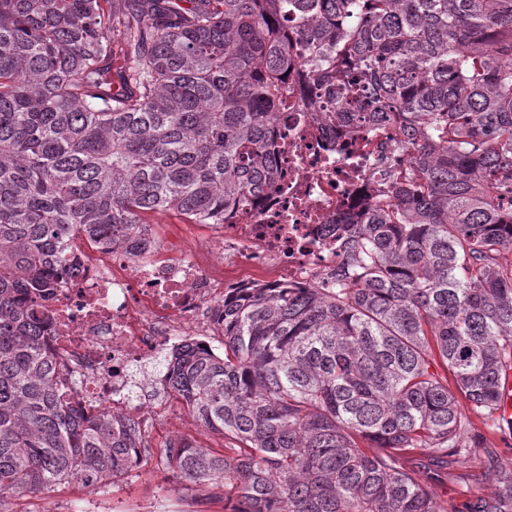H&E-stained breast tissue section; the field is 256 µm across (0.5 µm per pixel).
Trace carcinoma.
I'll use <instances>...</instances> for the list:
<instances>
[{"label":"carcinoma","mask_w":512,"mask_h":512,"mask_svg":"<svg viewBox=\"0 0 512 512\" xmlns=\"http://www.w3.org/2000/svg\"><path fill=\"white\" fill-rule=\"evenodd\" d=\"M327 122L398 127L409 168L339 230L323 287L224 301L221 352L163 360L223 450L160 451L76 406L35 307L72 240L247 214L295 55ZM512 0H0V512L151 463L224 512H448L418 478L512 434ZM454 385H449L448 377ZM464 512H512V473Z\"/></svg>","instance_id":"carcinoma-1"}]
</instances>
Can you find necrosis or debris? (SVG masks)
<instances>
[{
    "instance_id": "necrosis-or-debris-1",
    "label": "necrosis or debris",
    "mask_w": 512,
    "mask_h": 512,
    "mask_svg": "<svg viewBox=\"0 0 512 512\" xmlns=\"http://www.w3.org/2000/svg\"><path fill=\"white\" fill-rule=\"evenodd\" d=\"M304 71L296 60L282 90L288 110L272 141L278 182L245 218L199 249L173 241L99 253L44 305L48 346L86 409L147 424L144 401L128 399L132 365L188 342L213 351L224 299L243 289L325 280L342 258L338 216L364 213L383 173L406 167L394 127H336L303 104Z\"/></svg>"
}]
</instances>
